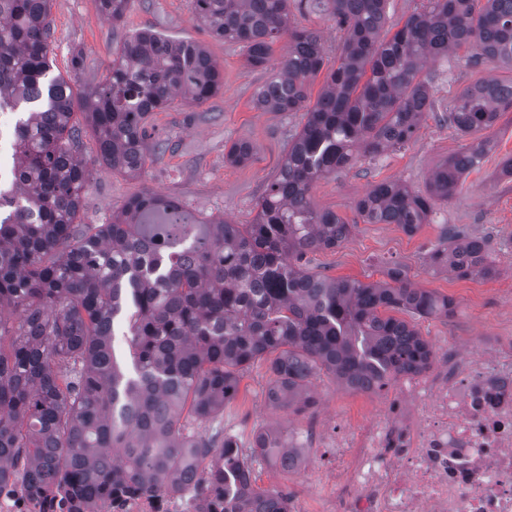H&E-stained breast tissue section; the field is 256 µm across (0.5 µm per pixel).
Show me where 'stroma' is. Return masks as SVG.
Wrapping results in <instances>:
<instances>
[{"label": "stroma", "instance_id": "35a3bbf8", "mask_svg": "<svg viewBox=\"0 0 512 512\" xmlns=\"http://www.w3.org/2000/svg\"><path fill=\"white\" fill-rule=\"evenodd\" d=\"M54 40L52 70L70 78L81 92L105 81L112 54L137 31L152 28L175 39L193 40L206 46L224 71V87L204 106L192 109L175 105L154 113L149 131L152 140L171 147L153 155L143 178L131 179L96 165V145L86 139L83 158L92 177L85 191L81 220L106 223L113 210L134 194L149 189L177 200L195 217H223L239 224L250 223L255 204L277 171L299 118L294 114L267 112L255 107L254 94L271 76V69L251 68L240 48L209 37L192 20L188 0H134L123 22L114 26L99 15L95 0H53ZM80 53L79 69H72L73 53ZM433 95L445 105L463 87L489 78L512 79V71L492 63L479 65L448 59L431 65ZM494 147L479 168L466 175L455 197L438 206L429 224L416 235L405 234L395 224H365L354 202L372 185L398 181L413 188L425 183L444 159L459 152L466 140L446 123L427 113L409 145L373 161L336 172L316 182L311 196L317 208L336 212L353 226L339 247L309 253L304 262L313 272L330 277L380 280L384 267L401 266L410 281L452 297V318L418 320L417 328L431 344L442 337H456L461 352L477 356L483 337L512 334V178L501 176L500 161L512 155V112L505 113L489 131ZM253 146L251 159L242 165L225 163L224 154L233 141ZM457 225L474 235H486L500 270L493 279H459L447 269H432L427 251L443 227ZM266 363L251 366L240 379L235 399L217 422L189 421L190 430L210 434L224 429L242 444L265 427L299 428L302 415L267 401ZM319 408L352 421L372 417L375 403L363 393L347 390L326 374L309 385Z\"/></svg>", "mask_w": 512, "mask_h": 512}]
</instances>
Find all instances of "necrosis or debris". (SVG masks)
<instances>
[{"instance_id": "obj_1", "label": "necrosis or debris", "mask_w": 512, "mask_h": 512, "mask_svg": "<svg viewBox=\"0 0 512 512\" xmlns=\"http://www.w3.org/2000/svg\"><path fill=\"white\" fill-rule=\"evenodd\" d=\"M378 417L312 418L289 438L295 469L319 499L281 486L288 512H512V336L473 359L441 341L431 366L399 376ZM208 457L176 484L116 489L101 502L52 485L31 490L25 467L0 482V512H224Z\"/></svg>"}]
</instances>
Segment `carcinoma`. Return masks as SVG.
<instances>
[{"mask_svg": "<svg viewBox=\"0 0 512 512\" xmlns=\"http://www.w3.org/2000/svg\"><path fill=\"white\" fill-rule=\"evenodd\" d=\"M389 0H189L193 19L217 40L238 45L249 66L266 67L273 45L288 53L256 104L299 112L301 122L248 224L203 216L187 220L176 201L143 190L105 224L80 221L89 174L80 156L85 127L96 162L131 179L146 173L164 143H148L151 116L177 102L200 108L224 85L207 49L144 30L113 52L106 82L74 95L52 67L51 0H0V108L40 99L15 131V206L0 219V480L18 462L37 485L65 484L97 501L112 481L176 482L185 448L220 461L224 491L236 473L273 461L288 435L262 429L249 453L233 435L186 430L183 412L214 422L238 392L242 374L267 363L269 401L285 410L315 403L312 377L347 389L420 372L433 350L413 318H447L455 303L417 288L399 266L362 282L311 272L303 257L340 246L352 225L311 200L320 179L408 145L436 111L430 63L459 49L472 61L512 69V0H427L403 24L386 28ZM116 26L132 0H97ZM315 13L342 32L337 66L315 102L321 72L317 30L291 22V9ZM512 112V80L461 89L438 120L472 137L437 165L425 189L371 185L354 207L366 224L406 234L429 223L479 167L491 141L479 133ZM253 147L233 143L232 165ZM459 279L497 277L484 236L451 226L427 253ZM131 362L112 336L127 312Z\"/></svg>", "mask_w": 512, "mask_h": 512, "instance_id": "1", "label": "carcinoma"}]
</instances>
